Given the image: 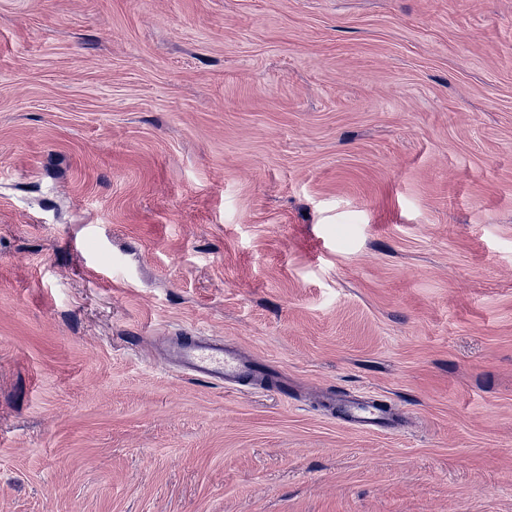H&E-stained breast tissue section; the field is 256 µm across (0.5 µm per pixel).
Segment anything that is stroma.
<instances>
[{"label": "stroma", "instance_id": "1", "mask_svg": "<svg viewBox=\"0 0 512 512\" xmlns=\"http://www.w3.org/2000/svg\"><path fill=\"white\" fill-rule=\"evenodd\" d=\"M0 512H512V0H0ZM168 354L189 376L234 389L249 382L262 387L265 373L253 360L243 358L223 341L202 336H177L168 346ZM336 417L345 425L365 431L390 429L392 414L384 404L366 399L344 397L335 400Z\"/></svg>", "mask_w": 512, "mask_h": 512}]
</instances>
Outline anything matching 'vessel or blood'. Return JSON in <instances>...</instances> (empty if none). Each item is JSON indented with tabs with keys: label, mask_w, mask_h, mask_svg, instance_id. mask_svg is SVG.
Listing matches in <instances>:
<instances>
[{
	"label": "vessel or blood",
	"mask_w": 512,
	"mask_h": 512,
	"mask_svg": "<svg viewBox=\"0 0 512 512\" xmlns=\"http://www.w3.org/2000/svg\"><path fill=\"white\" fill-rule=\"evenodd\" d=\"M168 354L190 376L228 388L250 383L263 385L264 372L251 360L243 358L223 341L202 336H179L170 342ZM337 418L345 425L365 431L390 429L392 415L384 404L366 399L345 397L335 406Z\"/></svg>",
	"instance_id": "1"
}]
</instances>
